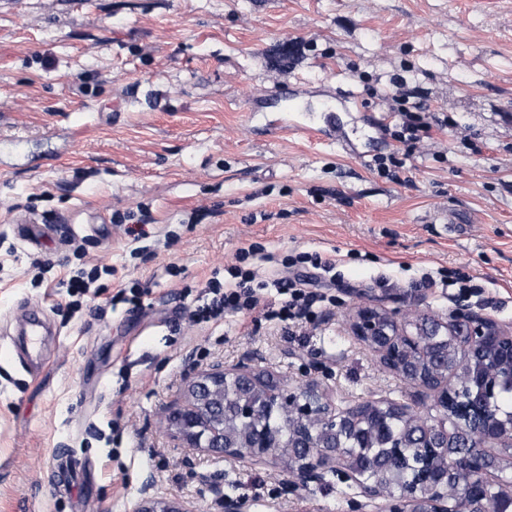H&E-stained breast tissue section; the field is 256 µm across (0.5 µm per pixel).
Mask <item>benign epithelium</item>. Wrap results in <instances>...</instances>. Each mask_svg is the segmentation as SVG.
Wrapping results in <instances>:
<instances>
[{"label": "benign epithelium", "mask_w": 512, "mask_h": 512, "mask_svg": "<svg viewBox=\"0 0 512 512\" xmlns=\"http://www.w3.org/2000/svg\"><path fill=\"white\" fill-rule=\"evenodd\" d=\"M353 335L362 343L374 344L381 362L395 370L403 380L430 399V426L420 436L423 448H447L454 433L464 429L467 438L479 442L483 452L466 459V470L482 476L483 485L500 481L502 466L495 448H512V417L499 418L491 414L490 404L499 391V371L480 376L479 394L467 396L457 411L448 414V391L451 377L438 379L422 370L404 366L412 351H424L430 337H439L435 345L453 342L466 352L478 350L506 351L501 364L512 375V327L502 324L493 315L473 310L458 302L441 321L428 314L420 322L408 320L398 310H388L375 300H360L350 315ZM233 382L246 397L236 404L233 414L249 420L256 414L253 397L263 398L272 412L287 416L289 424L288 451L277 454L279 433L272 427L250 432L241 445L224 437V384ZM379 403L364 400L338 411L317 382L290 386L270 377H262L240 363L231 369L217 363L206 369H192L186 376L184 399L167 409L163 416L166 431L177 438L184 448L217 455L226 461H248L252 464H273L295 476L303 484L322 483L331 473L344 483L360 484V474L344 460L343 439L354 436L360 425L378 417ZM324 424L319 435L312 434L314 420ZM211 490L221 512H250L251 503L244 497L224 495V473L209 476ZM448 485V466L437 465L420 478L410 482L400 493L392 494L381 484L369 485L364 493L376 501V512H487L482 485L472 487L473 506L462 508L448 499L439 487ZM133 512H190L179 504L162 497L147 496L138 502Z\"/></svg>", "instance_id": "1"}]
</instances>
